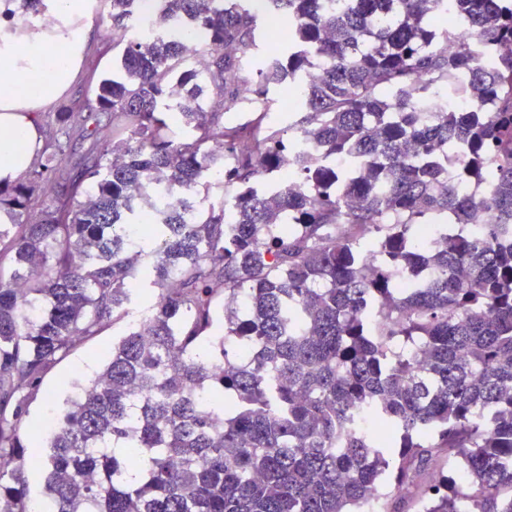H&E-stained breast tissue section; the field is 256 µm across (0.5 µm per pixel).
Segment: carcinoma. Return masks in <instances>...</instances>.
Segmentation results:
<instances>
[{
  "label": "carcinoma",
  "mask_w": 512,
  "mask_h": 512,
  "mask_svg": "<svg viewBox=\"0 0 512 512\" xmlns=\"http://www.w3.org/2000/svg\"><path fill=\"white\" fill-rule=\"evenodd\" d=\"M272 2L277 38L247 0H157L147 34L136 0H109L117 66L89 112L57 113L87 150L0 185V512H30L20 424L40 379L149 287L96 375L63 382L47 512H371L392 486L416 512H512V0ZM448 10L471 26L451 53ZM180 27L205 32L203 70ZM285 84L303 91L288 137L310 143L297 187L264 124ZM458 88L474 108L421 120ZM217 177L229 209L185 223ZM441 454L460 476L420 483Z\"/></svg>",
  "instance_id": "obj_1"
}]
</instances>
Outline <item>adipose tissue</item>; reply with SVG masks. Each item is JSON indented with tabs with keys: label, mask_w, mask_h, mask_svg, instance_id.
<instances>
[{
	"label": "adipose tissue",
	"mask_w": 512,
	"mask_h": 512,
	"mask_svg": "<svg viewBox=\"0 0 512 512\" xmlns=\"http://www.w3.org/2000/svg\"><path fill=\"white\" fill-rule=\"evenodd\" d=\"M55 30L16 32L0 38V74L41 78L39 90L22 96L12 84L0 83V182H17L27 171L40 146L38 114L61 96L64 83L48 80V73L78 67L83 37L73 38L68 55L53 49Z\"/></svg>",
	"instance_id": "adipose-tissue-1"
}]
</instances>
